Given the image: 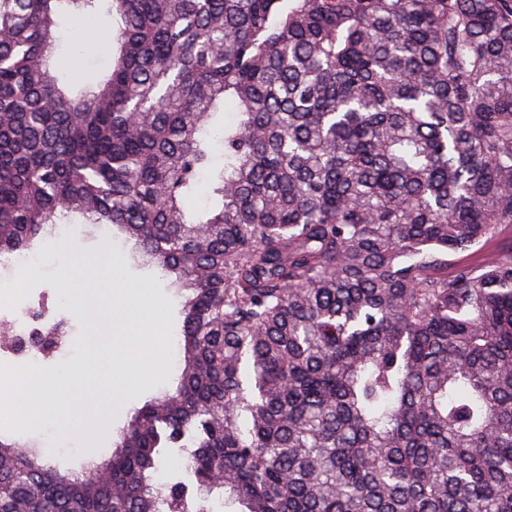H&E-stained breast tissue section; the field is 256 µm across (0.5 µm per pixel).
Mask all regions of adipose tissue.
I'll list each match as a JSON object with an SVG mask.
<instances>
[{
	"instance_id": "obj_1",
	"label": "adipose tissue",
	"mask_w": 512,
	"mask_h": 512,
	"mask_svg": "<svg viewBox=\"0 0 512 512\" xmlns=\"http://www.w3.org/2000/svg\"><path fill=\"white\" fill-rule=\"evenodd\" d=\"M143 317L131 343L109 362L119 392L137 389L148 368L166 366L172 350V338L160 313L148 296L140 298ZM86 370L76 369L47 378L37 372L12 373L0 384V423L23 429L36 424H53L76 419L78 407L74 394L85 380Z\"/></svg>"
}]
</instances>
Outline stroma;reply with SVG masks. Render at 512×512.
I'll return each mask as SVG.
<instances>
[{"label":"stroma","mask_w":512,"mask_h":512,"mask_svg":"<svg viewBox=\"0 0 512 512\" xmlns=\"http://www.w3.org/2000/svg\"><path fill=\"white\" fill-rule=\"evenodd\" d=\"M59 30L60 70L74 83L92 76L104 60L100 52L88 48L86 28L64 19ZM75 57L81 59V67L71 66ZM132 252V245L86 234L84 225H64L63 239L51 260L41 270L27 275L22 285L23 294H42L45 306L66 322L67 334L60 353L43 360L38 366L40 373L63 374L122 350L131 334L129 320L139 309V290L143 287L149 288L169 332H176L181 308L179 293L170 288L159 271L136 266ZM88 255L99 258L97 271L79 279H64L63 274L73 261ZM179 372V361H172L129 398L113 397L108 376H93L83 396L77 431L60 435L43 426L20 431L19 436L42 443L46 462L60 471H89L92 466L101 465L111 452L113 440L136 408L161 392L174 390Z\"/></svg>","instance_id":"1"}]
</instances>
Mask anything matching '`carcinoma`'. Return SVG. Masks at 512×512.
Wrapping results in <instances>:
<instances>
[{
	"instance_id": "1",
	"label": "carcinoma",
	"mask_w": 512,
	"mask_h": 512,
	"mask_svg": "<svg viewBox=\"0 0 512 512\" xmlns=\"http://www.w3.org/2000/svg\"><path fill=\"white\" fill-rule=\"evenodd\" d=\"M62 217L170 278L184 366L109 483L0 436V512H512V254L451 260L512 224V0H0V258ZM88 26L77 28L70 20L60 21V48L59 69L67 75L73 83H78L87 77H92L94 70L104 64L99 50L92 51L87 46ZM70 57H78L82 61L80 68H73Z\"/></svg>"
}]
</instances>
